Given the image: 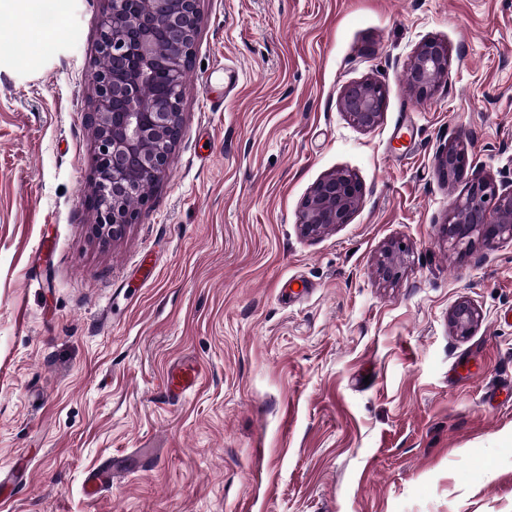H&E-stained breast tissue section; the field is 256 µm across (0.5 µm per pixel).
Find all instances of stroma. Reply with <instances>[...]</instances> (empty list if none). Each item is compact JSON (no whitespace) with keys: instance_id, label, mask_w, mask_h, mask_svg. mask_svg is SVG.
<instances>
[{"instance_id":"35a3bbf8","label":"stroma","mask_w":512,"mask_h":512,"mask_svg":"<svg viewBox=\"0 0 512 512\" xmlns=\"http://www.w3.org/2000/svg\"><path fill=\"white\" fill-rule=\"evenodd\" d=\"M0 12V468L8 512H512V239L448 244L465 182L512 189V0H199L183 125L125 234L92 237L86 113L105 0ZM446 43L425 99L418 45ZM381 82L371 130L342 88ZM363 185L303 236L324 175ZM400 243L392 284L376 260ZM44 272L28 281L33 254ZM462 301L474 331L449 323ZM204 369L169 403V364ZM156 454L100 497L85 472ZM362 198V186L352 175L337 172L321 178L305 197L299 215L303 235L317 237L348 222ZM480 314L476 307L467 302H461L454 307L449 316V322L455 331L468 335L477 325Z\"/></svg>"}]
</instances>
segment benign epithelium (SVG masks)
<instances>
[{"label":"benign epithelium","mask_w":512,"mask_h":512,"mask_svg":"<svg viewBox=\"0 0 512 512\" xmlns=\"http://www.w3.org/2000/svg\"><path fill=\"white\" fill-rule=\"evenodd\" d=\"M200 22L198 0H107L102 16L98 51L112 58V69L93 74L90 123L96 131L95 166L84 205L94 217L91 234L107 245L121 238L135 217L128 205L142 204L145 185L165 175L169 157L180 140L184 94L182 66L192 56ZM166 57V80L150 96L144 89L156 84V66ZM448 73L446 44L422 42L414 55L409 81L421 98L427 97ZM386 88L376 81L346 85L340 107L362 130L377 127L386 107ZM437 167L450 183L467 178L466 195L455 199L444 225L448 243L467 248L474 237L490 244L512 238V189L501 191L483 175L468 174V151L460 139L448 143ZM362 198V186L352 175L337 172L321 178L305 197L299 215L303 235L317 237L348 222ZM400 247L380 254L377 274L384 282L398 279ZM476 307L461 302L449 322L468 335L477 325Z\"/></svg>","instance_id":"7a95c632"}]
</instances>
